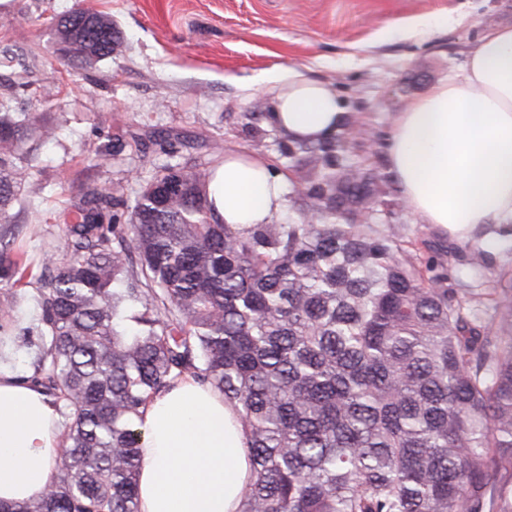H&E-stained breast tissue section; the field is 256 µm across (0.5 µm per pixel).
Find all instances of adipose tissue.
Listing matches in <instances>:
<instances>
[{
    "label": "adipose tissue",
    "instance_id": "adipose-tissue-1",
    "mask_svg": "<svg viewBox=\"0 0 512 512\" xmlns=\"http://www.w3.org/2000/svg\"><path fill=\"white\" fill-rule=\"evenodd\" d=\"M271 121L297 139L333 133V87L274 72ZM389 166L421 223L458 242L512 229V26L484 35L459 74L411 101L393 122ZM287 178L258 154L225 156L209 202L227 224H268ZM139 512H237L250 480L248 434L232 404L194 378L155 396L138 422ZM60 415L51 399L0 366V500L43 496L59 479Z\"/></svg>",
    "mask_w": 512,
    "mask_h": 512
}]
</instances>
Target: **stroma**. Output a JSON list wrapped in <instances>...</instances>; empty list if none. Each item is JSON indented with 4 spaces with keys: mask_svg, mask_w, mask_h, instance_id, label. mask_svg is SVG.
<instances>
[{
    "mask_svg": "<svg viewBox=\"0 0 512 512\" xmlns=\"http://www.w3.org/2000/svg\"><path fill=\"white\" fill-rule=\"evenodd\" d=\"M80 8L110 13L124 40L112 59L84 70L59 60L54 15ZM512 25V0H0V48L33 49L26 109L44 112L59 129L40 149L32 184L52 191L37 208L17 211L12 239L39 266L43 252L62 256L63 210L86 187L137 189L142 162L130 152L100 160L109 137L152 146L163 134L178 161L194 167L254 148L245 115L262 113L263 155L279 170L286 134L267 117L274 89L263 81L286 67L330 83L340 100L341 130L354 159L389 173L387 147L397 112L461 71L487 32ZM376 222L402 241L434 240L406 206L381 207ZM473 274L485 318L496 315L493 288L512 275V240L500 242Z\"/></svg>",
    "mask_w": 512,
    "mask_h": 512,
    "instance_id": "stroma-1",
    "label": "stroma"
}]
</instances>
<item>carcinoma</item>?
I'll return each mask as SVG.
<instances>
[{"mask_svg":"<svg viewBox=\"0 0 512 512\" xmlns=\"http://www.w3.org/2000/svg\"><path fill=\"white\" fill-rule=\"evenodd\" d=\"M54 23L83 70L122 44L107 13ZM44 114L0 103V336H38L27 380L62 418L58 483L0 512H138L137 419L190 376L224 394L249 436L252 478L238 512H512V277L497 324L448 278L456 248L421 259L374 215L394 183L346 154L345 133L281 144L300 220L224 224L192 168L156 142L134 205L89 187L62 215L65 257L28 279L10 253L15 206ZM35 285V327L15 288Z\"/></svg>","mask_w":512,"mask_h":512,"instance_id":"1","label":"carcinoma"}]
</instances>
